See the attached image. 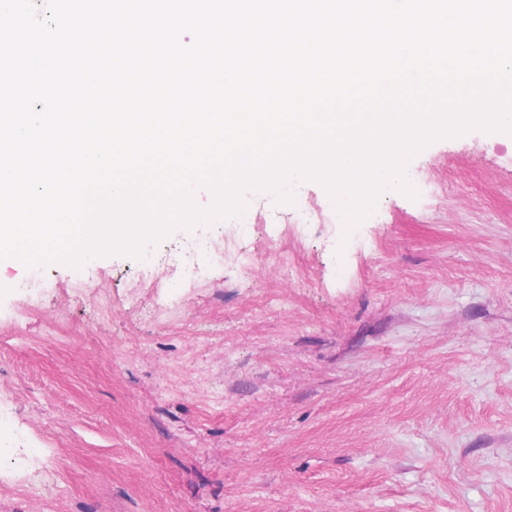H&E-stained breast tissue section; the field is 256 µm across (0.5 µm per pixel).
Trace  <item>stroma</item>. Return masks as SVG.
<instances>
[{"label":"stroma","mask_w":512,"mask_h":512,"mask_svg":"<svg viewBox=\"0 0 512 512\" xmlns=\"http://www.w3.org/2000/svg\"><path fill=\"white\" fill-rule=\"evenodd\" d=\"M407 175L344 243L320 183L246 193L247 249L313 217L249 269L221 220L0 264V512H512V134ZM195 251L206 255L211 261L224 262L241 268H248L257 263L260 253L241 251L230 247L229 242L224 248L217 247L212 241L203 240L196 244Z\"/></svg>","instance_id":"stroma-1"}]
</instances>
